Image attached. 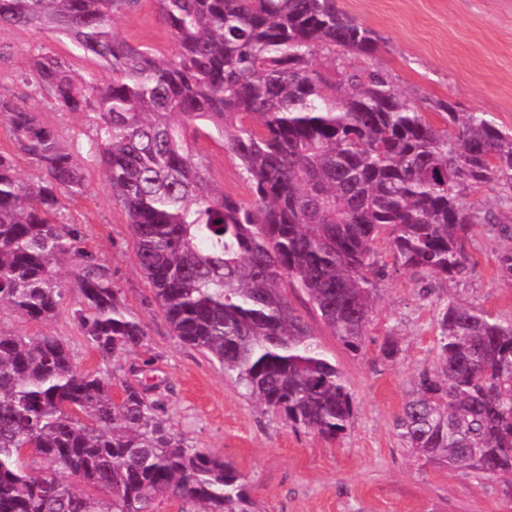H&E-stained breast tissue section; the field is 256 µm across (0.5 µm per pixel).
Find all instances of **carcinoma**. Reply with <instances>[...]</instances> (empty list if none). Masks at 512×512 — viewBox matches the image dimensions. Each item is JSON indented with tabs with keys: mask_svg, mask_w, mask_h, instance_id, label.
<instances>
[{
	"mask_svg": "<svg viewBox=\"0 0 512 512\" xmlns=\"http://www.w3.org/2000/svg\"><path fill=\"white\" fill-rule=\"evenodd\" d=\"M137 3L0 0V26L65 35L99 60L77 79L42 55L23 82L61 112H94L98 163L175 336L293 429L336 439L353 393L286 289L359 353L389 268L467 281L475 228L512 241V129L440 103L450 135L383 71L344 66L336 54L372 56L378 38L339 0H155L170 55L112 32ZM0 116L42 173L24 181L0 152V308L55 317L68 256L83 297L73 319L114 361L147 333L81 231L56 221L63 199L86 192L80 159L23 100L0 93ZM201 135L224 140L251 201L209 180L193 148ZM485 187L493 204L469 202ZM495 264L512 281L511 245ZM435 323L434 358L414 376L398 436L512 498V318L448 294ZM115 381L112 370H79L56 336L0 328V512H154L162 498L180 512H258L235 466L160 415L158 385L124 381L116 399Z\"/></svg>",
	"mask_w": 512,
	"mask_h": 512,
	"instance_id": "obj_1",
	"label": "carcinoma"
}]
</instances>
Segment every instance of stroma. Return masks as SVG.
Wrapping results in <instances>:
<instances>
[{"label":"stroma","instance_id":"obj_1","mask_svg":"<svg viewBox=\"0 0 512 512\" xmlns=\"http://www.w3.org/2000/svg\"><path fill=\"white\" fill-rule=\"evenodd\" d=\"M339 5L381 39L374 56L342 55L344 66L383 70L436 128L446 126L438 103L451 102L461 112L491 113L498 124L512 129V0H339ZM113 30L135 46L164 53L174 47L152 0L117 17ZM40 54L64 59L79 75L97 69L98 63L66 37L32 26L0 29V91L24 97L82 161L87 191L66 200L60 219L81 228L85 246L110 269L129 312L146 326L143 345L121 356L119 379L158 384L164 419L196 448L233 463L260 512H512V498L497 482L424 464L394 428L414 374L433 360V314L440 298L451 293L499 318H512V282L500 280L495 266L501 242L476 232L475 269L467 282L452 288L437 284L427 294L423 281L410 273L386 278L371 341L357 354L344 349L301 296L291 294L293 306L336 360L354 397L353 417L340 438L293 429L250 401L234 375L174 336L136 261L127 217L93 160L90 118L56 111L47 93L32 92L21 81ZM196 145L209 157L211 182L244 194L238 162L222 139L203 136ZM76 272L73 261L61 262L59 277L67 290L55 318L33 321L5 308L0 327L59 337L78 368L93 371L102 361L72 319L83 302L74 286ZM388 335L399 346L392 362L380 352Z\"/></svg>","mask_w":512,"mask_h":512}]
</instances>
